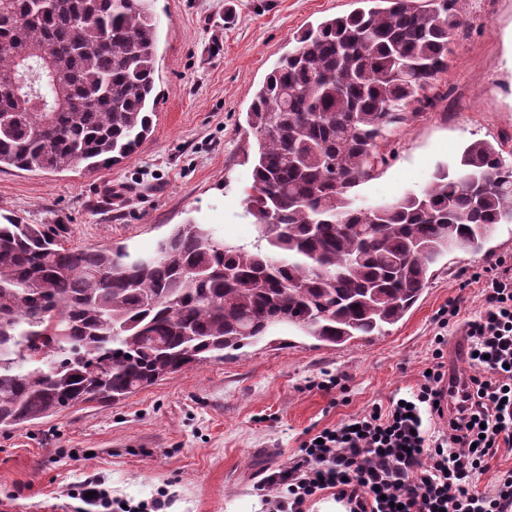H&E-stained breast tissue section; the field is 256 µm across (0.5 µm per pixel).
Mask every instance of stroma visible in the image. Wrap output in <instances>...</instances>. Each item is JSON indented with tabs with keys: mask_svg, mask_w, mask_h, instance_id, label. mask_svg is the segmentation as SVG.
Instances as JSON below:
<instances>
[{
	"mask_svg": "<svg viewBox=\"0 0 512 512\" xmlns=\"http://www.w3.org/2000/svg\"><path fill=\"white\" fill-rule=\"evenodd\" d=\"M358 0H153L159 24L158 101L148 138L95 174L0 171V213L61 225L68 246L123 244L153 252L171 225H209L248 245L257 235L243 191L256 141L254 94L296 35ZM467 28L437 82L443 97L392 131L389 163L357 193L371 205L421 192L472 141L512 137V0H458ZM512 261V224L487 252L455 251L387 335L331 345L288 326L227 357L166 376L112 403H89L39 423L0 429V512H89L77 494L98 478L135 502L172 495L165 512H265L255 484L287 463L308 430L412 393L431 359L436 314L462 299L449 341L481 309L473 275ZM344 374L324 393L314 381Z\"/></svg>",
	"mask_w": 512,
	"mask_h": 512,
	"instance_id": "35a3bbf8",
	"label": "stroma"
}]
</instances>
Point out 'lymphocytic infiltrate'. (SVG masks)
Listing matches in <instances>:
<instances>
[{"label":"lymphocytic infiltrate","instance_id":"lymphocytic-infiltrate-1","mask_svg":"<svg viewBox=\"0 0 512 512\" xmlns=\"http://www.w3.org/2000/svg\"><path fill=\"white\" fill-rule=\"evenodd\" d=\"M481 279L455 409L442 406L443 330L460 312L454 301L437 318L430 371L415 393L309 435L288 465L265 469L257 489L267 512H309L326 494L347 512H512V469L478 487L499 450L512 447V265L497 261Z\"/></svg>","mask_w":512,"mask_h":512}]
</instances>
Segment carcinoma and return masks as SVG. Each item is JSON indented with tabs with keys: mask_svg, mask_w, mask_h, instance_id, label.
Wrapping results in <instances>:
<instances>
[{
	"mask_svg": "<svg viewBox=\"0 0 512 512\" xmlns=\"http://www.w3.org/2000/svg\"><path fill=\"white\" fill-rule=\"evenodd\" d=\"M373 2L309 27L254 95L251 247L189 222L152 254L77 249L56 225L0 221L1 428L222 363L278 325L328 344L382 336L431 266L512 224L504 141L471 142L419 194L359 202L387 133L434 106L464 30L457 0ZM158 40L148 0H0V170L128 158L150 132ZM24 68L57 109L28 106Z\"/></svg>",
	"mask_w": 512,
	"mask_h": 512,
	"instance_id": "carcinoma-1",
	"label": "carcinoma"
}]
</instances>
